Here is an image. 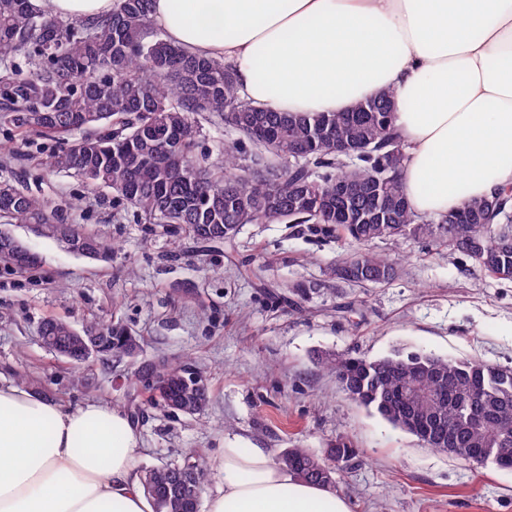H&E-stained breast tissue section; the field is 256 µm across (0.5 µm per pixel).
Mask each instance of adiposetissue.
Listing matches in <instances>:
<instances>
[{
    "label": "adipose tissue",
    "mask_w": 512,
    "mask_h": 512,
    "mask_svg": "<svg viewBox=\"0 0 512 512\" xmlns=\"http://www.w3.org/2000/svg\"><path fill=\"white\" fill-rule=\"evenodd\" d=\"M63 20L115 0H32ZM187 55L233 67L276 112H345L389 89L415 214L456 211L512 184V0H152ZM206 512H351L262 448H228ZM0 512H153L124 411L66 410L0 383Z\"/></svg>",
    "instance_id": "1"
}]
</instances>
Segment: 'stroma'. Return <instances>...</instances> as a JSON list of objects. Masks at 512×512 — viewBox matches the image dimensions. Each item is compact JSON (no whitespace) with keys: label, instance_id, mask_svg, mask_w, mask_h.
<instances>
[{"label":"stroma","instance_id":"obj_1","mask_svg":"<svg viewBox=\"0 0 512 512\" xmlns=\"http://www.w3.org/2000/svg\"><path fill=\"white\" fill-rule=\"evenodd\" d=\"M55 142L22 146L10 172L63 211L102 230L115 251L91 261L24 224L12 232L42 259L37 272L0 270V379L66 409L124 405L115 379L137 361L184 358L209 379L210 403L189 417L147 410L136 425L140 466L204 452L205 490L220 481L228 448L270 453L299 446L316 455L344 441L356 449L336 473L352 512H512V470L448 457L350 401L325 353L378 357L395 348L512 366V282L431 238L375 243L397 264L389 283L350 285L334 270V237L290 224H248L232 246L201 254L154 224L140 223L111 191L48 172ZM295 283L313 288L297 309L281 300ZM48 315L74 326L117 320L141 341L137 359L72 369L39 339Z\"/></svg>","mask_w":512,"mask_h":512}]
</instances>
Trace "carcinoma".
<instances>
[{
    "mask_svg": "<svg viewBox=\"0 0 512 512\" xmlns=\"http://www.w3.org/2000/svg\"><path fill=\"white\" fill-rule=\"evenodd\" d=\"M151 0H115L112 13L62 20L31 0H0V125L26 140L61 144L48 158L52 173L74 174L93 189H110L145 224H161L199 251L232 245L245 224H305L356 247L337 267L340 279L382 285L393 264L372 251L377 240L429 235L468 257L498 280H512V186L492 197L469 199L449 215L411 211L400 177L404 147L394 128V95L384 90L347 112L283 115L241 97L231 67L195 58L162 37L149 38ZM208 112L242 138L224 143L220 158L198 151L194 115ZM340 144L356 148V170L341 163ZM304 152L307 166L289 158ZM0 216L35 225L59 238L69 227L45 198L0 177ZM79 241L104 257L112 248L101 234L78 228ZM35 254L19 257L0 237V265L30 272ZM314 288L288 289L303 307ZM40 328L80 364L83 341L93 336L95 361L133 358L140 339L117 321L77 329L60 317ZM321 364L336 375L355 403L424 446L455 458L512 469V367L395 349L369 358L327 353ZM129 415L149 407L185 416L209 403L207 379L188 362L145 361L133 378ZM181 463L148 468L141 476L155 512H200L202 481ZM355 450L345 442L318 456L305 448L277 455L306 483L336 484V462Z\"/></svg>",
    "mask_w": 512,
    "mask_h": 512,
    "instance_id": "cac0c4a2",
    "label": "carcinoma"
}]
</instances>
